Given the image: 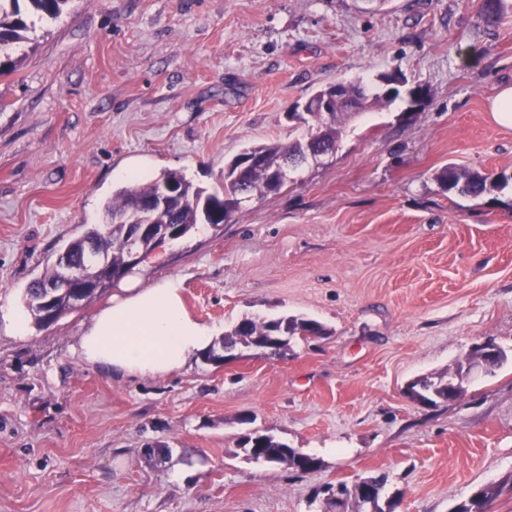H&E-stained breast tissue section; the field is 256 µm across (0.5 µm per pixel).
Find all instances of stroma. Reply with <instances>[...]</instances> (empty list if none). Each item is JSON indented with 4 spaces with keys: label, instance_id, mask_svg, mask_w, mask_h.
Wrapping results in <instances>:
<instances>
[{
    "label": "stroma",
    "instance_id": "1",
    "mask_svg": "<svg viewBox=\"0 0 512 512\" xmlns=\"http://www.w3.org/2000/svg\"><path fill=\"white\" fill-rule=\"evenodd\" d=\"M506 2L493 26L483 0H70L36 24L0 73V306L103 223L132 161L212 188L244 147L300 136L289 112L327 83L398 69L427 96L350 119L279 194L138 268L224 329L288 314L327 336L116 379L75 353L103 298L22 338L0 327V512H324V485L380 475L397 512H452L512 474V184L434 179L512 173V128L488 109L512 83ZM488 340L506 359L461 398L405 395ZM253 431L319 468L249 459ZM435 180L444 191L464 196L479 197L494 189L504 187L509 180L505 173L484 174L454 163L439 169Z\"/></svg>",
    "mask_w": 512,
    "mask_h": 512
}]
</instances>
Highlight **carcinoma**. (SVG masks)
<instances>
[{
    "instance_id": "1",
    "label": "carcinoma",
    "mask_w": 512,
    "mask_h": 512,
    "mask_svg": "<svg viewBox=\"0 0 512 512\" xmlns=\"http://www.w3.org/2000/svg\"><path fill=\"white\" fill-rule=\"evenodd\" d=\"M69 0H0V57L8 56L13 45L26 40V32L33 29L35 20H54L59 17ZM391 75H379V89L367 86L362 80L338 81L318 89L308 100L305 114L299 117L304 135L288 144L272 141L245 148L224 167V183L208 190L187 180L177 171H167L149 182L128 184L112 194L104 205L109 224H91L81 236L71 240L56 260L27 286L23 302L28 315L38 328H47L68 313L77 309L70 297L56 296L48 308L38 305L39 289L56 279L62 258L73 263L87 261L85 244L89 239L98 242L101 263L96 268L95 280L86 302L90 303L108 290L116 277H125L136 266L130 264L128 241L135 225L117 223L129 213L131 203L137 198H150L160 187H173L167 207L153 213L151 223L170 224L177 230L175 239L190 235L200 224L214 226L224 223L242 202L254 195L276 194L288 182V173L296 171L310 158L332 153L343 132L345 117L384 107L399 97V89L389 85ZM435 180L449 193L479 197L494 189L504 187L509 180L505 174H484L450 163L436 173ZM326 335L325 327L310 318L293 315L271 319L244 318L231 331L224 334L222 348H243L262 353L269 359H279L286 354L291 341L311 336ZM411 392L421 396L426 403L435 399L456 400L464 393L463 382L452 388L439 386L429 377L418 378L409 385ZM243 450H254L253 460L271 464H285L301 473L317 470V458L304 454L288 444L266 434L249 433L241 437ZM512 487V479L501 485L477 489L453 512H485L489 502L498 497L504 486Z\"/></svg>"
}]
</instances>
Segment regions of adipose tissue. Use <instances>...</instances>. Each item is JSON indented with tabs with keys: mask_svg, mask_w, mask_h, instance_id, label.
Segmentation results:
<instances>
[{
	"mask_svg": "<svg viewBox=\"0 0 512 512\" xmlns=\"http://www.w3.org/2000/svg\"><path fill=\"white\" fill-rule=\"evenodd\" d=\"M128 281L129 288L86 324L78 341L79 359L117 377L164 378L209 349L217 328L189 312L177 279L168 277L148 288L137 287L136 275Z\"/></svg>",
	"mask_w": 512,
	"mask_h": 512,
	"instance_id": "1",
	"label": "adipose tissue"
}]
</instances>
